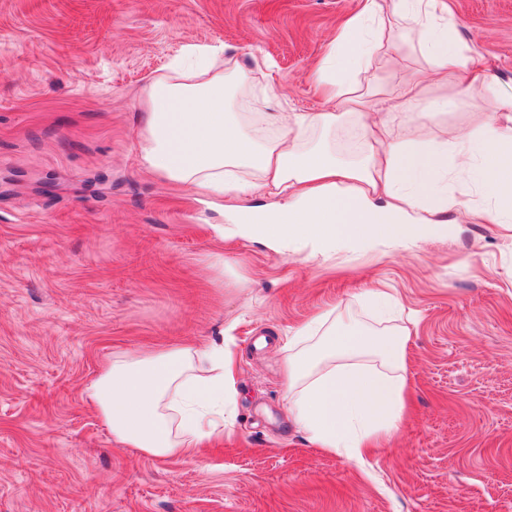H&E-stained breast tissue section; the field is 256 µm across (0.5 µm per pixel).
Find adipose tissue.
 Returning <instances> with one entry per match:
<instances>
[{"label":"adipose tissue","mask_w":512,"mask_h":512,"mask_svg":"<svg viewBox=\"0 0 512 512\" xmlns=\"http://www.w3.org/2000/svg\"><path fill=\"white\" fill-rule=\"evenodd\" d=\"M410 24L420 53L453 98H428L419 80L398 77L395 24ZM328 93L322 112H251V72L215 52L155 77L146 93L139 163L196 195L264 194L272 209L234 214L229 232L280 254L328 260L372 249H408L459 223L512 226V93L476 65L439 0H361L314 73ZM481 92L489 107L466 140L448 144L430 126ZM396 100L423 111L401 139L378 108ZM358 129L341 159L323 134ZM384 330L330 325L315 313L282 350L285 408L320 448L368 457L397 429L407 388L409 332L393 325L397 298L369 291ZM231 337L113 355L88 386L99 419L118 443L150 458L198 456L224 434L235 400Z\"/></svg>","instance_id":"obj_1"}]
</instances>
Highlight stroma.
I'll list each match as a JSON object with an SVG mask.
<instances>
[{"mask_svg":"<svg viewBox=\"0 0 512 512\" xmlns=\"http://www.w3.org/2000/svg\"><path fill=\"white\" fill-rule=\"evenodd\" d=\"M512 90V0H444ZM360 0H0V512H512V239L464 224L318 262L226 237L229 213L138 160L150 80L198 48L271 62L263 112H320L311 74ZM397 73L453 95L407 43ZM224 256V278L208 269ZM412 317L407 410L358 465L289 421L281 347L316 309ZM233 326L238 395L196 459L118 444L86 395L114 352ZM372 307L378 313L380 321L390 322L399 310L397 298L382 289L372 288L368 292Z\"/></svg>","mask_w":512,"mask_h":512,"instance_id":"stroma-1","label":"stroma"}]
</instances>
